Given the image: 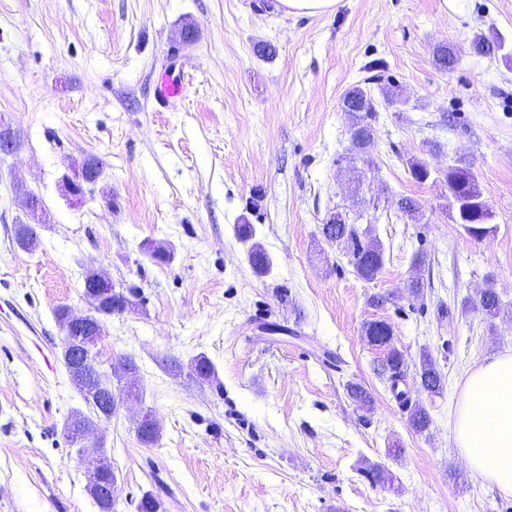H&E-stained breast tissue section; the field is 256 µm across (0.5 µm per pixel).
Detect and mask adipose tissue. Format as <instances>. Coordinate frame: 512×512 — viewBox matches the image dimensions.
Returning a JSON list of instances; mask_svg holds the SVG:
<instances>
[{
  "instance_id": "1",
  "label": "adipose tissue",
  "mask_w": 512,
  "mask_h": 512,
  "mask_svg": "<svg viewBox=\"0 0 512 512\" xmlns=\"http://www.w3.org/2000/svg\"><path fill=\"white\" fill-rule=\"evenodd\" d=\"M453 437L469 469L512 495V351L470 371L453 406Z\"/></svg>"
}]
</instances>
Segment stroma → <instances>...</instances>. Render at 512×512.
<instances>
[{"mask_svg":"<svg viewBox=\"0 0 512 512\" xmlns=\"http://www.w3.org/2000/svg\"><path fill=\"white\" fill-rule=\"evenodd\" d=\"M258 2L0 0V117L19 139L0 158V512H99L96 455L116 475L115 512L146 494L165 512H512V495L468 469L450 415L469 371L512 349V320L461 309L491 283L512 311V0H338L320 16ZM477 34L503 50L472 53ZM439 43L458 48L452 71L435 66ZM373 64L404 101L377 103L372 162L352 166L341 99ZM171 73L184 94L158 102ZM412 156L434 171L470 164L494 214L486 237L452 221L439 181L412 178ZM90 157L101 175L78 207L62 179ZM29 192L44 221L25 251L14 227L31 222ZM403 195L421 202L419 222L398 211ZM337 209L382 243L376 279L321 236ZM244 222L252 240L237 234ZM150 243L170 262H153ZM255 243L267 274L248 260ZM91 271L126 286L130 306L97 349L135 360L137 394L73 442L66 423L89 408L55 312H88ZM376 320L405 355L395 391L363 331ZM426 354L442 393L419 387ZM198 355L214 381L191 374ZM416 406L432 419L422 433ZM146 414L161 427L149 447ZM368 463L391 484L372 485Z\"/></svg>","mask_w":512,"mask_h":512,"instance_id":"35a3bbf8","label":"stroma"}]
</instances>
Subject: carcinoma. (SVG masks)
I'll use <instances>...</instances> for the list:
<instances>
[{
  "label": "carcinoma",
  "instance_id": "1",
  "mask_svg": "<svg viewBox=\"0 0 512 512\" xmlns=\"http://www.w3.org/2000/svg\"><path fill=\"white\" fill-rule=\"evenodd\" d=\"M434 60L439 69H451L456 61V51L451 46L438 45L434 49ZM342 110L351 117L350 151L354 153V158L370 162V150L374 144L372 121L377 112L371 90L359 85L351 87L343 97ZM407 166L413 179L418 182H424L432 176V171L420 158L408 159ZM441 178L448 189V195L466 201V208L455 213L456 223L462 225L469 236L475 239L482 237V225L489 223L492 212L471 168L466 165H453L448 167ZM397 208L402 215L410 219L418 220L422 216V204L413 197L398 198ZM321 233L327 241L336 240V244L341 246L348 257V262L360 278L372 280L381 272L384 265L381 244L368 233L359 231L357 223L349 216L343 214L339 222L322 224ZM16 240L24 248H35L37 237L34 227L22 225L16 234ZM83 295L91 305L93 317L97 319L112 312L122 311L126 302L123 295L114 294L106 298L100 289L90 286L84 289ZM461 307L466 311L480 314L487 320L495 319L504 312L499 294L491 284L486 285L476 297L464 299ZM364 332L370 344L385 348V357L380 364L381 372L389 374L392 383H397L402 378L404 358L402 352L393 344L392 326L383 320L372 321L364 326ZM133 368L135 363L131 358L121 357L110 364L109 371L105 372L106 381L110 383L114 379L120 381L128 378ZM190 368L199 379L210 381L215 378L212 365L204 356L193 359ZM419 379L421 386L427 388L429 392L439 394L443 391L445 380L435 360L428 354L423 355ZM159 436L160 426L154 419L145 420V425L138 430V438L146 446L153 445Z\"/></svg>",
  "mask_w": 512,
  "mask_h": 512
}]
</instances>
